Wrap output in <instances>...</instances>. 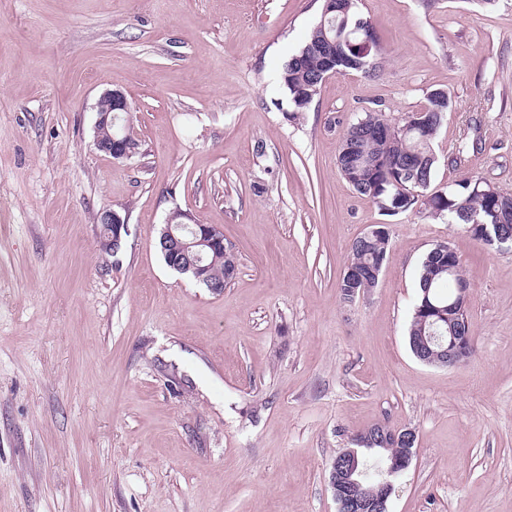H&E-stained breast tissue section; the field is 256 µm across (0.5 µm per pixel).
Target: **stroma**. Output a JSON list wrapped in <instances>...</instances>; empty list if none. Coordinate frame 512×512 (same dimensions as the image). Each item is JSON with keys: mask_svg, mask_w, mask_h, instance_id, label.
Returning <instances> with one entry per match:
<instances>
[{"mask_svg": "<svg viewBox=\"0 0 512 512\" xmlns=\"http://www.w3.org/2000/svg\"><path fill=\"white\" fill-rule=\"evenodd\" d=\"M321 6L0 0V512H337L330 464L376 423L416 433L388 512H512V247L386 215L337 166L364 113L398 122L442 89L432 190L512 193V0H358L381 71L327 79L295 119L279 72ZM108 90L128 159L94 146ZM106 210L128 224L115 253ZM175 211L233 249L223 293L164 263ZM373 224L378 285L343 301ZM440 242L471 289L453 367L408 344Z\"/></svg>", "mask_w": 512, "mask_h": 512, "instance_id": "1", "label": "stroma"}]
</instances>
